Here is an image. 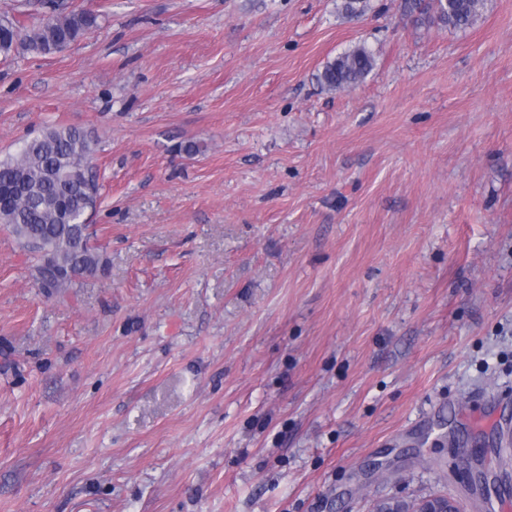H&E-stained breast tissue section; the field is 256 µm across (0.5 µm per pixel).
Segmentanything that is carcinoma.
I'll list each match as a JSON object with an SVG mask.
<instances>
[{"instance_id": "obj_1", "label": "carcinoma", "mask_w": 512, "mask_h": 512, "mask_svg": "<svg viewBox=\"0 0 512 512\" xmlns=\"http://www.w3.org/2000/svg\"><path fill=\"white\" fill-rule=\"evenodd\" d=\"M484 0H448V4L405 0L404 9L415 11L450 28H466L478 17ZM342 12L363 16L368 0H343ZM98 26L92 13H54L49 25L39 24L45 43L70 45ZM40 51L35 41L3 40L0 56L18 50ZM375 67L373 54L359 46L327 62L318 75L330 91L349 88L365 79ZM92 147L84 131L75 127H50L26 141L19 154L0 160V224L6 226L34 260V280L49 297L63 298L87 276L107 268L103 250L89 232L100 186L93 171Z\"/></svg>"}]
</instances>
